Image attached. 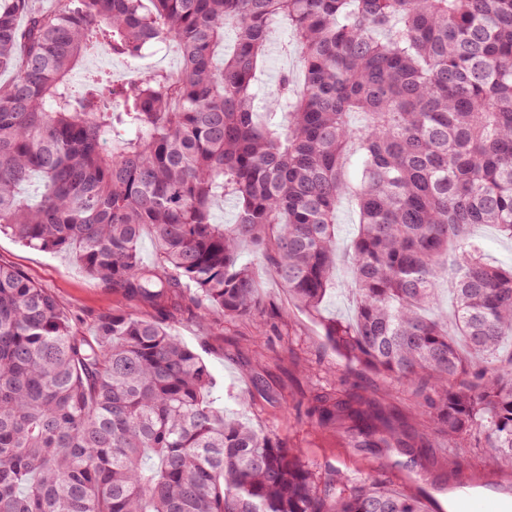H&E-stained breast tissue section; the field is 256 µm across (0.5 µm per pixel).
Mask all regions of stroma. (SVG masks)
Instances as JSON below:
<instances>
[{
  "label": "stroma",
  "instance_id": "stroma-1",
  "mask_svg": "<svg viewBox=\"0 0 512 512\" xmlns=\"http://www.w3.org/2000/svg\"><path fill=\"white\" fill-rule=\"evenodd\" d=\"M177 65L176 54L154 46L134 60L104 51L87 59L81 70L119 68L133 78ZM0 263L20 268L49 290L65 312L80 316L84 328H92L99 315L113 310L172 327L208 367L219 407L244 409L254 426L300 449L304 460L322 474L336 472L358 482H381L405 490L420 500L424 512H452L449 489L460 480H477L487 493L496 487L512 490V463L466 445L445 451L429 418L419 413L421 397L414 389L349 363L330 344L325 335L327 321H345L353 314L351 296L342 286L344 270H337V287L328 291L319 312L312 313L280 288L272 267L255 265L262 297L270 305L266 328L260 333L248 319L204 326L175 308L155 309L89 277L69 255L25 247L4 234H0ZM323 392L395 417L399 445L372 451L354 448L343 425H317L308 410Z\"/></svg>",
  "mask_w": 512,
  "mask_h": 512
}]
</instances>
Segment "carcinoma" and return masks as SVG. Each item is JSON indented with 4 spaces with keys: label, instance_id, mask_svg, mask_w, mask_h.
I'll return each instance as SVG.
<instances>
[{
    "label": "carcinoma",
    "instance_id": "1",
    "mask_svg": "<svg viewBox=\"0 0 512 512\" xmlns=\"http://www.w3.org/2000/svg\"><path fill=\"white\" fill-rule=\"evenodd\" d=\"M294 67L258 102L274 28ZM180 63L121 92L74 71L100 49ZM0 232L67 252L127 298L207 326L264 303L247 242L301 307L350 272L354 313L326 336L366 371L423 388L445 447L512 463V0H0ZM231 224L213 221L218 202ZM358 233L339 247L337 212ZM150 229L156 262L142 263ZM447 283L455 300L435 313ZM202 359L160 322L114 311L93 334L0 264V512H423L403 490L319 476L214 405ZM310 415L355 448L397 433L350 400ZM338 220L340 225V247L346 248L357 231V213L355 206L344 203L339 211ZM478 233L485 239L490 258L496 262L511 263L512 242L500 236L493 228L481 227Z\"/></svg>",
    "mask_w": 512,
    "mask_h": 512
}]
</instances>
